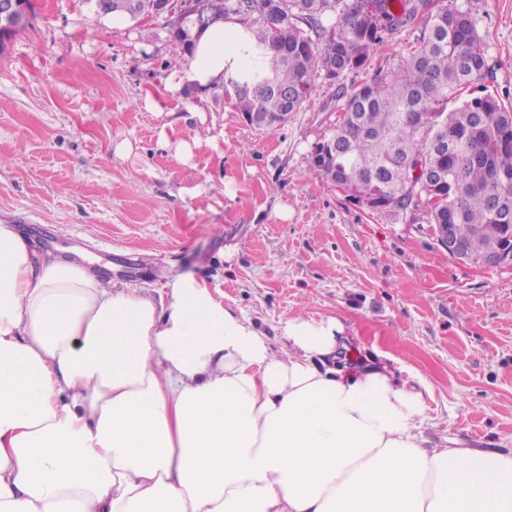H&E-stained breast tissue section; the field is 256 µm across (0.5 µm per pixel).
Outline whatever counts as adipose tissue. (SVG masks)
Wrapping results in <instances>:
<instances>
[{"label": "adipose tissue", "instance_id": "1", "mask_svg": "<svg viewBox=\"0 0 512 512\" xmlns=\"http://www.w3.org/2000/svg\"><path fill=\"white\" fill-rule=\"evenodd\" d=\"M186 56L223 82L243 26ZM343 331L277 349L194 276L154 296L0 223V512H512V449L427 450L423 392L330 366Z\"/></svg>", "mask_w": 512, "mask_h": 512}]
</instances>
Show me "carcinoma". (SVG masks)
I'll return each instance as SVG.
<instances>
[{
	"label": "carcinoma",
	"instance_id": "1",
	"mask_svg": "<svg viewBox=\"0 0 512 512\" xmlns=\"http://www.w3.org/2000/svg\"><path fill=\"white\" fill-rule=\"evenodd\" d=\"M157 0H110L107 11L132 18L153 13ZM275 0L282 23L267 24L259 0H190L211 20L233 16L245 29V59L225 82L242 113L259 112L264 127L300 110L311 82L337 85L340 112L330 140L336 151L316 169L355 201L374 198L380 210L424 205L432 224H455L473 244L472 262L496 245H512V108L492 94L448 108L465 87L484 78L485 50L469 11L434 0ZM422 25L417 46L385 73L349 88L384 35ZM440 167L446 182L407 189L418 160Z\"/></svg>",
	"mask_w": 512,
	"mask_h": 512
}]
</instances>
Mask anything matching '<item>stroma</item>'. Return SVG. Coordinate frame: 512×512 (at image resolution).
Segmentation results:
<instances>
[{"instance_id":"35a3bbf8","label":"stroma","mask_w":512,"mask_h":512,"mask_svg":"<svg viewBox=\"0 0 512 512\" xmlns=\"http://www.w3.org/2000/svg\"><path fill=\"white\" fill-rule=\"evenodd\" d=\"M444 2L485 43L472 95L512 106V0ZM33 6L0 51L1 221L153 294L178 273L206 280L275 341L288 318L339 317L354 359L428 385L427 448H512V267L457 261L424 210L372 211L313 167L335 85L315 78L287 123L259 129L223 86H180L176 13ZM421 31L387 35L345 84L396 65Z\"/></svg>"}]
</instances>
